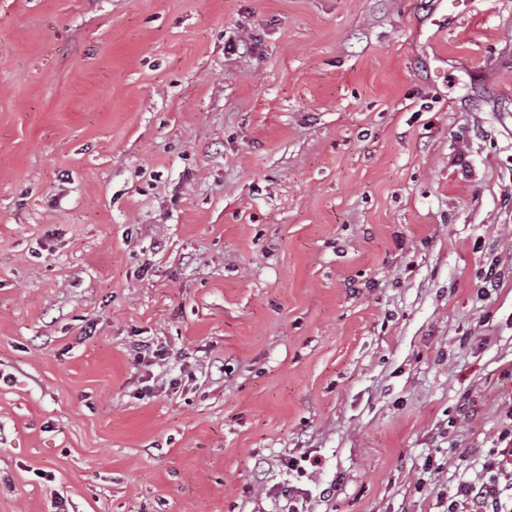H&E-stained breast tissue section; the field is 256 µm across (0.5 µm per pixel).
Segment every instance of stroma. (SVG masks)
I'll return each mask as SVG.
<instances>
[{"label": "stroma", "mask_w": 512, "mask_h": 512, "mask_svg": "<svg viewBox=\"0 0 512 512\" xmlns=\"http://www.w3.org/2000/svg\"><path fill=\"white\" fill-rule=\"evenodd\" d=\"M437 2L0 0V512H441L480 477L512 0ZM307 489H301L290 485L284 486L278 492V498L281 496L286 503L282 506L281 512H305V503L308 498Z\"/></svg>", "instance_id": "1"}]
</instances>
